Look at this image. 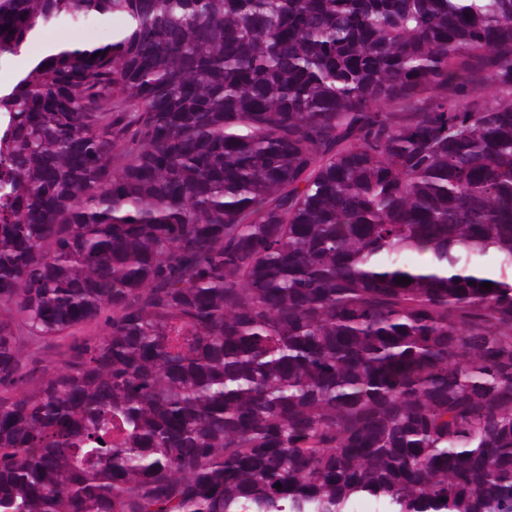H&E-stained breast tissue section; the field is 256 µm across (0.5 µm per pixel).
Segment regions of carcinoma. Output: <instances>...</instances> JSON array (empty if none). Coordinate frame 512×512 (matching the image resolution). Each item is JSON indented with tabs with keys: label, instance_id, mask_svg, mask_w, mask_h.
<instances>
[{
	"label": "carcinoma",
	"instance_id": "carcinoma-1",
	"mask_svg": "<svg viewBox=\"0 0 512 512\" xmlns=\"http://www.w3.org/2000/svg\"><path fill=\"white\" fill-rule=\"evenodd\" d=\"M107 18L0 93V512H512V0H0V55ZM96 25L99 28H89L84 26H71L66 24H61L53 27L52 29L59 30L58 34H52L49 38L57 41L64 42L72 39H79L84 41H100L109 37L112 32V26L115 27L117 25L116 22L112 23V18L108 19L102 23H88ZM90 29H93L94 32H91ZM103 31V35L99 38L97 37Z\"/></svg>",
	"mask_w": 512,
	"mask_h": 512
}]
</instances>
